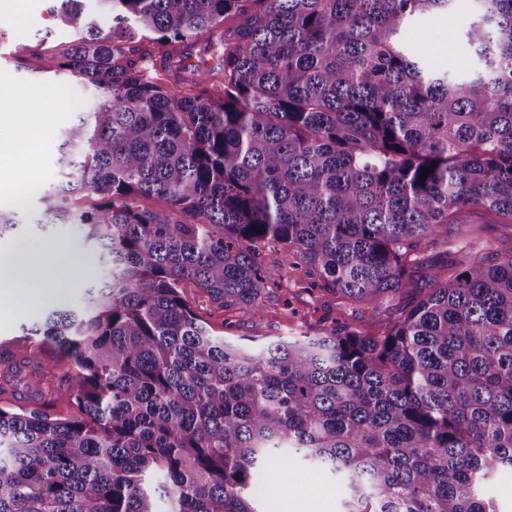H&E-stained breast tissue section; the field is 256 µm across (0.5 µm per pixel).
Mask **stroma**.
I'll use <instances>...</instances> for the list:
<instances>
[{
  "label": "stroma",
  "mask_w": 512,
  "mask_h": 512,
  "mask_svg": "<svg viewBox=\"0 0 512 512\" xmlns=\"http://www.w3.org/2000/svg\"><path fill=\"white\" fill-rule=\"evenodd\" d=\"M473 20L470 5H457L452 11H438L408 22L402 38L418 52L469 70L474 50L464 34ZM77 36L75 28L63 24L53 10L52 0H24L19 14H0V138L15 131H37L38 136L22 156L17 169L0 171V182L12 188L30 183L45 189L57 182L59 133L75 122L80 112L90 109L91 95L78 76L45 73L35 68L38 58L61 51ZM42 99L39 111L24 108L30 94ZM38 199H30L19 215V226L1 239L26 240L34 259L51 261L60 249L84 254L85 247L74 224H49ZM469 227L486 240L492 252H512V219L478 208L463 211L449 225V235ZM84 272L73 273L63 297L48 299L32 290L27 273L15 276L14 294L0 301V344L13 342L19 347L36 344L28 328L40 324L47 314L62 305L77 304ZM289 306L280 296H269L262 316L253 317L233 307H221L193 283H185L184 293L198 315L214 334L270 342L321 332L346 323L375 325L393 316L390 306L372 308L360 303L344 304L326 291L324 283L312 282L302 270L289 269L281 284ZM261 512H341V493L335 477L298 461L265 469Z\"/></svg>",
  "instance_id": "1"
}]
</instances>
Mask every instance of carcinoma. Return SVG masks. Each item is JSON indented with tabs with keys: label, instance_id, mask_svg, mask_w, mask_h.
I'll return each instance as SVG.
<instances>
[{
	"label": "carcinoma",
	"instance_id": "carcinoma-1",
	"mask_svg": "<svg viewBox=\"0 0 512 512\" xmlns=\"http://www.w3.org/2000/svg\"><path fill=\"white\" fill-rule=\"evenodd\" d=\"M54 2L78 23L82 0ZM100 2L109 30L84 23L39 66L96 105L38 197L105 275L0 370V393L36 401L0 408V512H261L262 469L292 453L336 477L342 512H498L483 487L512 468V254L438 235L471 208L512 218V0H473L466 74L400 40L455 0ZM426 243L463 261L433 271ZM289 266L340 298L419 299L251 345L210 334L182 291L259 317ZM48 346L75 365L76 418L46 411Z\"/></svg>",
	"mask_w": 512,
	"mask_h": 512
}]
</instances>
